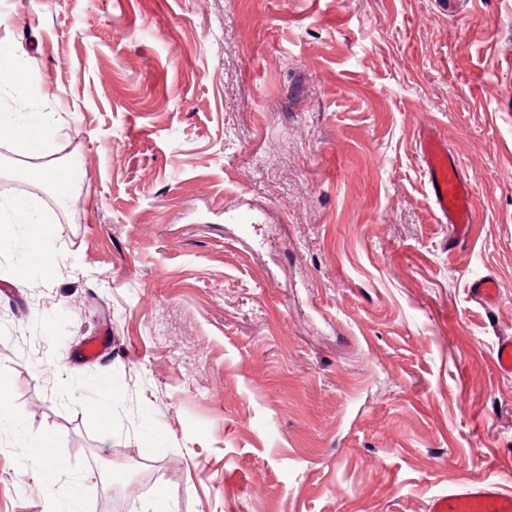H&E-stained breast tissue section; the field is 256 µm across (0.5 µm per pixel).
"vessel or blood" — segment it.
Masks as SVG:
<instances>
[{"instance_id": "1", "label": "vessel or blood", "mask_w": 512, "mask_h": 512, "mask_svg": "<svg viewBox=\"0 0 512 512\" xmlns=\"http://www.w3.org/2000/svg\"><path fill=\"white\" fill-rule=\"evenodd\" d=\"M418 153L427 178L428 205L437 222L448 225L454 238L466 237L471 224L478 221V210L458 159L446 141L430 130L421 134ZM469 292L478 304L489 307L496 304L500 285L491 277L478 278ZM495 368L500 375L512 377L511 336L498 339ZM428 512H512V490L498 477L462 481L432 496Z\"/></svg>"}]
</instances>
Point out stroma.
Wrapping results in <instances>:
<instances>
[{"mask_svg":"<svg viewBox=\"0 0 512 512\" xmlns=\"http://www.w3.org/2000/svg\"><path fill=\"white\" fill-rule=\"evenodd\" d=\"M79 190L0 230V512H426L512 467V0H0ZM434 128L478 224L449 244ZM498 280L494 316L468 283ZM92 336L104 349L77 353ZM107 403L102 422L88 409ZM48 437L47 498L26 470ZM418 153L427 178L428 205L436 221L448 224L454 238H465L470 224L478 223V210L460 162L448 151L446 141L430 129L421 134ZM495 368L502 376L512 377V337L504 336L496 344Z\"/></svg>","mask_w":512,"mask_h":512,"instance_id":"obj_1","label":"stroma"}]
</instances>
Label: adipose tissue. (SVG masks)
I'll use <instances>...</instances> for the list:
<instances>
[{
    "instance_id": "adipose-tissue-1",
    "label": "adipose tissue",
    "mask_w": 512,
    "mask_h": 512,
    "mask_svg": "<svg viewBox=\"0 0 512 512\" xmlns=\"http://www.w3.org/2000/svg\"><path fill=\"white\" fill-rule=\"evenodd\" d=\"M63 121H49L38 112H12L0 103V140L12 141L23 161L21 179L51 188L58 203H65L78 190L69 169L48 153L51 142L62 136Z\"/></svg>"
}]
</instances>
